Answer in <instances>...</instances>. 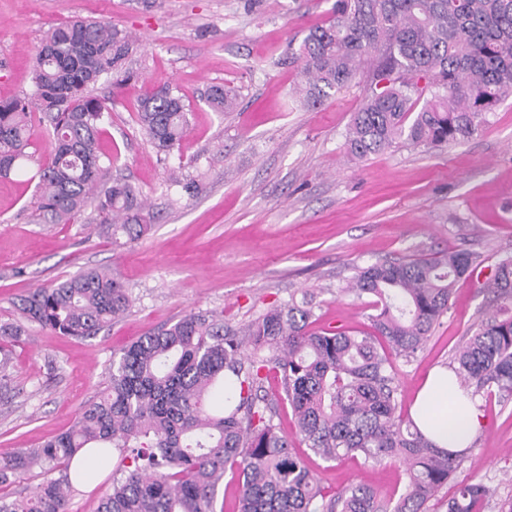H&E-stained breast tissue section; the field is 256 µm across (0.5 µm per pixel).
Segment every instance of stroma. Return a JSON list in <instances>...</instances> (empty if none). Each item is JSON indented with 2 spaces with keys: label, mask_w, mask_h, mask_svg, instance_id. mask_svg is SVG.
<instances>
[{
  "label": "stroma",
  "mask_w": 512,
  "mask_h": 512,
  "mask_svg": "<svg viewBox=\"0 0 512 512\" xmlns=\"http://www.w3.org/2000/svg\"><path fill=\"white\" fill-rule=\"evenodd\" d=\"M334 0H0V98L30 94L44 35L73 18L112 22L138 40V78L95 93L111 118L101 149L112 174L147 198L156 220L140 241L113 245L85 210L69 224H46L33 179L49 159L51 135L32 128L24 172L0 178V321L18 320L17 297L87 268L110 270L131 306L97 335L77 339L32 324L14 348L15 395L0 400V455L32 448L67 430L108 384L114 353L197 311L244 324L273 306L313 293L316 328L369 330L364 302L343 289L355 267L446 251L472 255L477 270L461 282L424 349L397 361L401 413L428 373L453 354L489 302L495 264L512 256V98L472 137L445 147L398 143L350 160L345 135L367 87H348L310 109L293 96L300 64L288 53ZM236 89L233 111L202 100L207 85ZM169 85L190 110L179 156L160 160L137 123L146 88ZM192 164L205 189L175 201L167 168ZM484 424L461 466L428 504L446 512L456 487L481 482L512 498V396L479 395ZM305 460L327 494L352 484L382 496L405 489L402 464L362 458Z\"/></svg>",
  "instance_id": "obj_1"
}]
</instances>
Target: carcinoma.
<instances>
[{"mask_svg":"<svg viewBox=\"0 0 512 512\" xmlns=\"http://www.w3.org/2000/svg\"><path fill=\"white\" fill-rule=\"evenodd\" d=\"M134 43L104 21L76 18L49 31L36 54L29 96L0 100V176L22 169L33 119L52 130L49 161L35 173L38 203L49 224L67 223L91 206L101 232L130 244L151 229L140 191L112 176L99 150L110 111L92 90L105 75L120 86L134 78ZM292 56L300 62V102L317 108L374 60L364 103L346 135L347 154L360 160L399 142L441 147L476 133L486 115L512 97V0H335L329 20L309 30ZM436 93L420 110L418 83ZM215 112L236 95L221 83L204 92ZM141 132L169 158L189 133L188 109L170 86L139 101ZM170 185L193 199L202 184L180 164ZM464 251L386 261L358 268L342 292L369 298V319L385 337L381 351L352 331L315 332L314 296L273 307L232 328L211 312H191L112 356L109 383L73 426L35 448L0 456V485L35 466L47 477L28 496H0V512H68L69 464L84 448H112L122 468L97 512H216L224 474L237 477L240 512H426L460 466L462 454L442 451L398 412L395 361H410L448 312L457 282L473 276ZM495 302L512 304V256L489 280ZM131 304L127 288L105 269L82 270L35 288L15 306L22 318L65 336H94ZM26 335L0 323V390L11 380L12 343ZM456 373L473 394L512 395V316L490 315L458 347ZM281 377L296 436L316 456L372 464L397 458L405 491L383 503L372 489L351 485L326 498L319 480L274 423L263 382ZM236 389L224 399V387ZM491 488L460 485L447 512H484Z\"/></svg>","mask_w":512,"mask_h":512,"instance_id":"cac0c4a2","label":"carcinoma"}]
</instances>
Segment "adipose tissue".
<instances>
[{
	"mask_svg": "<svg viewBox=\"0 0 512 512\" xmlns=\"http://www.w3.org/2000/svg\"><path fill=\"white\" fill-rule=\"evenodd\" d=\"M418 429L437 447L460 452L469 447L482 426L475 397L461 387L448 368L430 371L410 409Z\"/></svg>",
	"mask_w": 512,
	"mask_h": 512,
	"instance_id": "obj_1",
	"label": "adipose tissue"
}]
</instances>
